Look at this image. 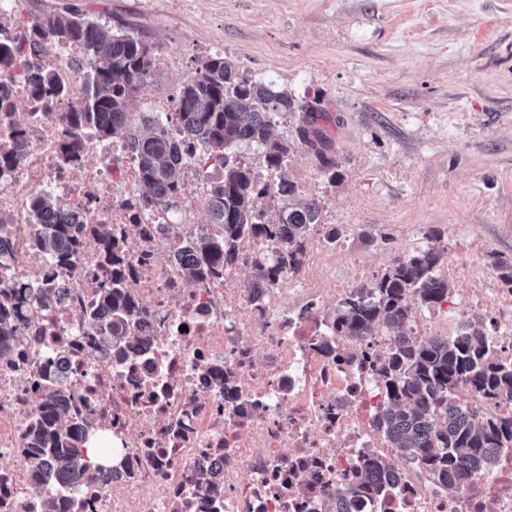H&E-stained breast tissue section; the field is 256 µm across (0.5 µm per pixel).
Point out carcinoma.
<instances>
[{
  "label": "carcinoma",
  "instance_id": "1",
  "mask_svg": "<svg viewBox=\"0 0 512 512\" xmlns=\"http://www.w3.org/2000/svg\"><path fill=\"white\" fill-rule=\"evenodd\" d=\"M29 44L0 41V78L14 63L42 42L81 48L90 72L81 88L82 102L69 113L75 152L81 137L122 138L133 153L142 192L136 205L142 211L174 206L182 195V170L204 147L209 159L224 169L222 178L205 182L212 223L221 232L184 239L173 235L170 258L182 280L195 284L234 263L244 242L279 244L272 261L258 259L251 266L250 284H273L291 271H300L307 254V236L318 223L319 206L308 200L285 206L275 222L266 220L263 199L275 192L287 201L297 194L294 182L280 175L292 145L272 138V121L281 112H312L297 105L284 91L254 81L216 52L201 63L197 76L186 82L178 96L180 136L168 132L169 121L145 112L131 120L129 104L142 89L157 48L121 23L100 25L72 9L32 17ZM32 95L51 102L62 94L53 73L36 62L28 63ZM263 147L270 180L262 181L235 155L243 145ZM30 214L36 229L33 247L69 261L78 239L92 235L104 245L103 275L95 289V305L111 318L98 353L108 358L124 351L127 332L137 315L135 299L126 285L125 260L103 224H86L83 216L60 208L45 192L32 199ZM441 249L427 246L395 259L374 282L362 284L328 315L329 325L341 336L366 339L378 328L395 331L394 346L382 359L354 353L350 359L377 371L388 392L376 426L401 456L421 465L448 493L464 490L472 473L492 464L501 448H512V418L493 413L477 415L456 403V394L468 387L490 396L512 394V359L501 356L481 322L468 321L454 336H435L418 342L410 334L415 309H432L448 297V278L439 272ZM37 295L45 308L55 303L50 288L0 289V360L9 356L17 331V304ZM35 408L24 452L29 459V492L40 512H66L46 495L50 484L81 478L94 481L100 464L86 456L85 423L60 407L73 391L64 381L47 374L34 388ZM394 471L388 459L365 464L348 486L331 494L334 512H349L358 500L380 495Z\"/></svg>",
  "mask_w": 512,
  "mask_h": 512
}]
</instances>
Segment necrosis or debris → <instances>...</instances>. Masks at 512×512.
Returning <instances> with one entry per match:
<instances>
[{
    "label": "necrosis or debris",
    "mask_w": 512,
    "mask_h": 512,
    "mask_svg": "<svg viewBox=\"0 0 512 512\" xmlns=\"http://www.w3.org/2000/svg\"><path fill=\"white\" fill-rule=\"evenodd\" d=\"M79 49L44 43L40 62L55 72L65 97L32 96L25 61L0 81V141L18 156L0 173V222L13 237L0 247V288L52 285V309L30 302L12 342L18 360L0 364V512H38L27 490L23 452L35 396L32 382L55 367L78 393L70 414L95 421L112 437V464L95 486L71 482L50 493L77 512H326L328 495L345 486L368 456L395 453L375 418L384 388L367 365L344 362L360 344L326 326L316 301L285 312L307 283L289 272L252 291L242 269L275 256L277 244L245 245L220 277L186 286L171 261L166 225L188 236L212 228L194 165L183 170L187 203L134 214L139 186L123 141L84 138L78 156L62 148L65 116L82 74ZM57 191L87 223L106 224L127 260L139 305L128 331L133 356L105 358L88 334L89 302L102 274L101 253L87 244L46 282L49 260L29 247L26 203ZM207 475L209 489L194 477ZM399 481L354 512H512V448L474 473L464 492L448 495L416 463Z\"/></svg>",
    "instance_id": "obj_1"
}]
</instances>
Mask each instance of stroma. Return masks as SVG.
I'll return each mask as SVG.
<instances>
[{"mask_svg":"<svg viewBox=\"0 0 512 512\" xmlns=\"http://www.w3.org/2000/svg\"><path fill=\"white\" fill-rule=\"evenodd\" d=\"M73 7L122 19L178 59L154 66L152 97L177 98L214 51L315 107L335 172L300 142L299 112L274 120L291 142L286 175L320 208L301 277L332 311L340 285L366 284L441 233L456 333L466 294L507 293L512 266V0H22L18 17ZM340 238L329 243L328 233Z\"/></svg>","mask_w":512,"mask_h":512,"instance_id":"obj_1","label":"stroma"}]
</instances>
